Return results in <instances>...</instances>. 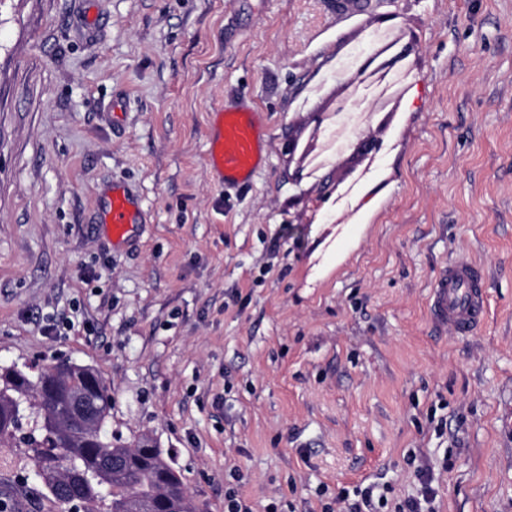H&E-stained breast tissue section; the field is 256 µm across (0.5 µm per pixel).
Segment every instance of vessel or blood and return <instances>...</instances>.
<instances>
[{
    "label": "vessel or blood",
    "instance_id": "b4317fda",
    "mask_svg": "<svg viewBox=\"0 0 512 512\" xmlns=\"http://www.w3.org/2000/svg\"><path fill=\"white\" fill-rule=\"evenodd\" d=\"M266 130L258 112L246 105L221 109L209 136L207 163L224 186L246 184L263 160ZM105 223L112 226V239H128L130 225L141 223L142 212L133 194L114 189ZM487 310V293L482 271L468 263L452 262L432 286L431 313L458 334H473Z\"/></svg>",
    "mask_w": 512,
    "mask_h": 512
}]
</instances>
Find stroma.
<instances>
[{
	"label": "stroma",
	"mask_w": 512,
	"mask_h": 512,
	"mask_svg": "<svg viewBox=\"0 0 512 512\" xmlns=\"http://www.w3.org/2000/svg\"><path fill=\"white\" fill-rule=\"evenodd\" d=\"M95 24H87V16ZM410 86L380 129L379 184L345 224L295 145L376 19ZM268 131L221 190L210 116ZM147 221L113 244V186ZM481 267L488 314L436 323L431 286ZM93 366L107 437L157 442L196 512H512V0H0V366Z\"/></svg>",
	"instance_id": "1"
}]
</instances>
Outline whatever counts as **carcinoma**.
Listing matches in <instances>:
<instances>
[{"mask_svg":"<svg viewBox=\"0 0 512 512\" xmlns=\"http://www.w3.org/2000/svg\"><path fill=\"white\" fill-rule=\"evenodd\" d=\"M111 394L91 366L60 362L35 376L0 367V448H13L56 505L69 498L82 512H194L184 484L160 448L143 436L133 446L102 434L112 403L85 424L74 423L67 400Z\"/></svg>","mask_w":512,"mask_h":512,"instance_id":"obj_1","label":"carcinoma"}]
</instances>
